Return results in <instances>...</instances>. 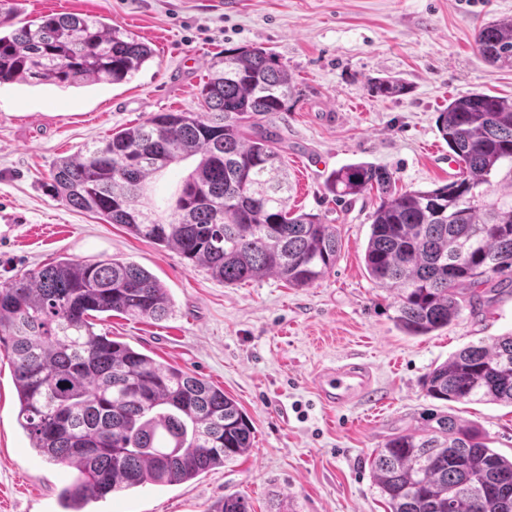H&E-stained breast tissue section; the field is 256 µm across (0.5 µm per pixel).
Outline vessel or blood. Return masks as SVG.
Returning a JSON list of instances; mask_svg holds the SVG:
<instances>
[{
    "instance_id": "1",
    "label": "vessel or blood",
    "mask_w": 512,
    "mask_h": 512,
    "mask_svg": "<svg viewBox=\"0 0 512 512\" xmlns=\"http://www.w3.org/2000/svg\"><path fill=\"white\" fill-rule=\"evenodd\" d=\"M313 385L323 404L333 409L373 394L371 372L361 363L347 362L321 371Z\"/></svg>"
}]
</instances>
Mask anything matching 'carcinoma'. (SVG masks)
<instances>
[{"mask_svg": "<svg viewBox=\"0 0 512 512\" xmlns=\"http://www.w3.org/2000/svg\"><path fill=\"white\" fill-rule=\"evenodd\" d=\"M6 28L0 85L120 84L153 55L148 44L76 14L34 24L1 9ZM475 45L489 63L512 68V16L480 26ZM408 90L398 79L371 85L381 97ZM295 92L274 53L228 48L211 65L199 111L160 112L117 130L56 163L50 186L71 208L121 224L228 285L273 276L306 287L335 265L340 232L288 209L280 135L258 121L287 110ZM437 127L462 163L443 186L397 192L392 174L369 163L326 177L339 197L378 191L365 269L394 294V320L409 336L451 324L483 286L512 290V98L455 97ZM191 157L196 165L165 222L150 179ZM492 183V198L466 202L470 189ZM173 307L154 274L117 258L65 257L0 285V351L12 367L18 421L40 456L78 472L59 493L65 512L147 484L190 481L252 447L249 417L223 390L94 330L95 320L112 316L161 321ZM423 388L436 400L512 406V334L453 353ZM435 421L429 433L398 435L375 450V486L391 512H512V492L489 493L512 479V458L470 422L451 414ZM250 510L245 497L227 494L207 512Z\"/></svg>", "mask_w": 512, "mask_h": 512, "instance_id": "obj_1", "label": "carcinoma"}]
</instances>
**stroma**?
<instances>
[{
    "label": "stroma",
    "mask_w": 512,
    "mask_h": 512,
    "mask_svg": "<svg viewBox=\"0 0 512 512\" xmlns=\"http://www.w3.org/2000/svg\"><path fill=\"white\" fill-rule=\"evenodd\" d=\"M4 2L22 22L50 13L106 21L155 56L120 85L0 86V211L19 217L0 237V284L64 256L147 268L169 289L174 315L115 316L97 331L223 389L254 428L252 448L234 462L180 485L90 502L88 512H206L229 493L248 498L251 512H387L371 456L394 436L428 428L435 413L474 423L512 457L511 406L438 401L423 389L454 352L512 332V294L483 293L448 327L406 335L393 295L364 266L377 192L341 199L324 185L329 172L355 162L387 169L403 190L451 181L458 168L437 116L457 95L512 97V68L489 64L475 48L478 27L512 16V0ZM245 45L274 52L298 91L269 119L281 137L290 207L320 214L341 233L333 269L303 288L273 277L224 284L122 225L68 207L49 187L58 159L113 130L198 110L216 54ZM385 77L404 80L409 92L373 96L370 83ZM344 361L370 365L375 395L331 410L312 379ZM17 414L0 353V512H63L58 494L76 472L38 456Z\"/></svg>",
    "instance_id": "35a3bbf8"
}]
</instances>
